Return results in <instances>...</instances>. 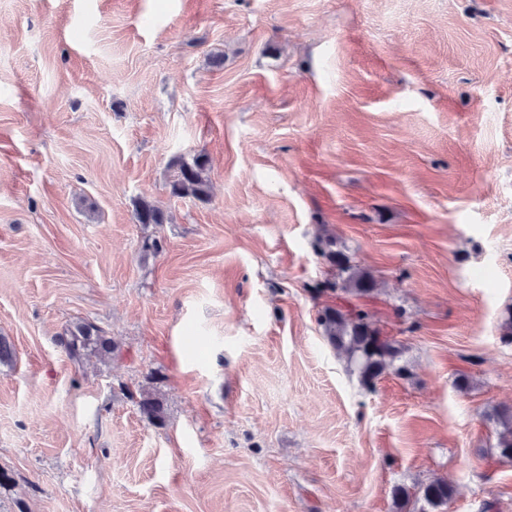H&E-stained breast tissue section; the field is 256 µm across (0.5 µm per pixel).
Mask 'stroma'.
<instances>
[{"label":"stroma","mask_w":512,"mask_h":512,"mask_svg":"<svg viewBox=\"0 0 512 512\" xmlns=\"http://www.w3.org/2000/svg\"><path fill=\"white\" fill-rule=\"evenodd\" d=\"M199 154L209 199L173 196ZM320 238L407 375L325 341ZM510 307L512 0H0V512H395L435 477L512 512ZM336 248V242L325 239L320 245V253L332 262L339 271L340 280L328 282V288H318L317 292H336V299H341L339 292L356 298L369 297L375 293V281L366 272L351 264L349 257ZM342 274H346L343 277ZM57 342L65 353L77 362L95 358L98 361L112 360L118 347L112 338L97 325L81 321L73 324L58 336ZM138 408L140 413L150 422L158 425H162L165 422L164 403L155 390H141ZM489 420L495 425L496 448L500 458L512 459V408H496Z\"/></svg>","instance_id":"1"}]
</instances>
